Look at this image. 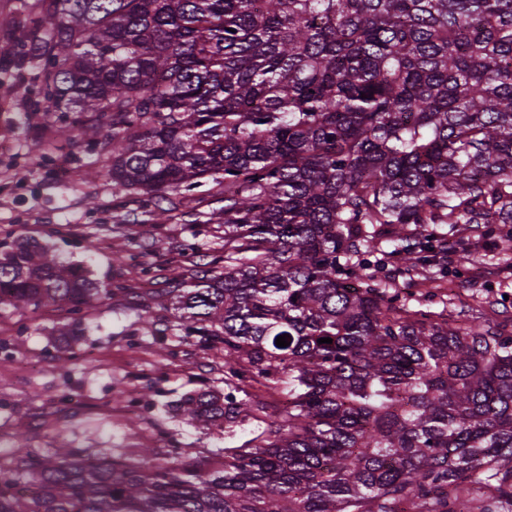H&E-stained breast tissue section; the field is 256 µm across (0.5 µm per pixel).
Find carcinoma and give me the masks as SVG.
<instances>
[{
    "mask_svg": "<svg viewBox=\"0 0 512 512\" xmlns=\"http://www.w3.org/2000/svg\"><path fill=\"white\" fill-rule=\"evenodd\" d=\"M28 22L14 66L56 62L40 93L114 188H218L224 255L164 294L243 397L172 411L268 421L217 466L0 451V512H512V321L396 288L457 225L512 224V0H34ZM110 294L0 243V308L77 321Z\"/></svg>",
    "mask_w": 512,
    "mask_h": 512,
    "instance_id": "obj_1",
    "label": "carcinoma"
}]
</instances>
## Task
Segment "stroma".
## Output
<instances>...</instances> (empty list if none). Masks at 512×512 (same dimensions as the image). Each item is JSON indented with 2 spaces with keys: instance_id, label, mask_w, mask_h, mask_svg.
<instances>
[{
  "instance_id": "35a3bbf8",
  "label": "stroma",
  "mask_w": 512,
  "mask_h": 512,
  "mask_svg": "<svg viewBox=\"0 0 512 512\" xmlns=\"http://www.w3.org/2000/svg\"><path fill=\"white\" fill-rule=\"evenodd\" d=\"M16 38L0 26V141L10 144L0 151V241L36 239L84 263L114 295L76 323L61 307L0 311V441L21 431L40 455L66 445L126 459L174 451L186 466L223 459L261 433L266 417L207 434L173 415L185 393L227 388L223 352L201 353L170 328L163 293L168 279L202 269L203 254H223L221 204L206 186L170 191L158 225L139 195L113 190L105 162L60 135L57 113L37 111L31 78H4ZM456 239L472 255L465 265L448 259L445 285L460 320L478 293L512 319V241L462 228Z\"/></svg>"
}]
</instances>
